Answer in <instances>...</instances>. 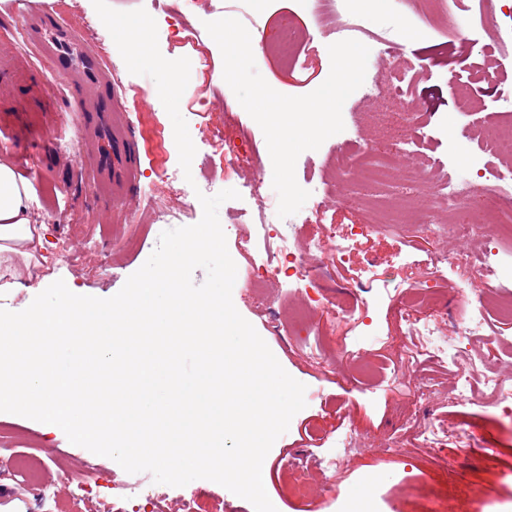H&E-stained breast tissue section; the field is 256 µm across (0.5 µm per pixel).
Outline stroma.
Returning a JSON list of instances; mask_svg holds the SVG:
<instances>
[{"label":"stroma","mask_w":512,"mask_h":512,"mask_svg":"<svg viewBox=\"0 0 512 512\" xmlns=\"http://www.w3.org/2000/svg\"><path fill=\"white\" fill-rule=\"evenodd\" d=\"M114 9H145L156 21L158 45L169 59L189 58V84L180 101L197 149L191 180L166 185L156 174L178 167V151L155 82L130 74L108 30L97 26L92 0H48L54 12L102 57L106 75L119 88L116 116L133 123L143 153L129 192L113 193L94 185L74 152L88 143L78 110L80 101L68 94L63 79L54 77L20 32L24 18L0 0V53L14 57L26 80L0 81V139L11 141L8 154L32 178L36 203L45 221L37 263L23 272L20 286L0 288V308L18 312L56 280H64L76 294L108 298L148 259L162 231L196 224L202 206L195 186L224 188V173L211 168L206 156L211 143L230 139L238 163L233 173L238 198L218 211L229 254L237 266L232 300L266 342L282 367L306 387L304 409L294 415L263 462V483L279 512H512V421L499 416L493 399L480 395L477 403L458 400L460 380L447 360L420 354V339L401 319L406 289L425 284V273L438 258H446L438 287L440 301L428 313L440 327L458 317V290L469 289L473 272L466 258L481 244L499 237L493 223L471 224L467 235L455 227L451 210L430 212L403 209L400 223L378 221L383 206L375 187L354 177H340L333 163L349 154L354 168H363L367 153L387 151L388 142L373 138L364 117L379 108L375 95L357 89L343 106L344 129L319 149L303 152L295 176L310 196L299 212L281 219L276 215L278 195L273 173H258L257 163L271 158L260 126L237 101L223 78V59L206 22L222 17L239 19L249 30L256 68L277 92L300 96L321 85L330 72V44L359 32L336 31L316 23L299 0H180L181 24L177 37L168 32L160 0H109ZM357 16L372 36L367 75L383 83L397 71L407 72L411 91L420 103L418 113L401 116L403 125L426 122L428 145L406 143L399 162L427 179L446 176L465 188L473 199L494 193L503 164L492 160L483 176L462 180L448 157V141L460 126L505 124L512 120V100L500 97L481 82L478 72L502 61L501 79L512 87V65L495 49L493 33L483 27L478 0H440L426 19L405 13L399 0H359ZM296 36L295 61H283L271 48L283 26ZM468 26L469 43L460 45L454 32ZM397 50L386 53L387 43ZM210 62L197 67L198 59ZM467 86L480 107L463 115L448 88L449 79ZM28 96L27 115L15 113L17 92ZM73 141L66 149L65 141ZM277 218L279 231L296 249L309 239H324L326 225L346 238L350 225L371 224L374 232L352 241L355 255L372 254L379 261L374 276L358 267L335 266L319 278L320 308L309 320L296 321L303 306V286L285 280L257 282L256 267L272 257L264 243L258 212ZM137 239L136 248L125 245ZM67 259H59L60 248ZM482 335L464 343L465 355L480 360L485 373L512 378V321L497 319L485 310ZM367 349L377 372L366 377L354 367L349 351ZM428 419L447 432L470 429L476 444L494 440L498 457L485 459L456 455L453 449L429 448L415 425ZM28 454L38 459L39 478L50 484L58 512H126L130 492L152 486L156 512H177L180 500L193 502L194 512H254L250 502L225 487L197 479L183 487L154 483L150 473L130 474L114 460L98 456L69 442L57 427L23 416L0 412V512H41L34 496L14 473V458ZM340 459L337 469L329 462ZM96 468V487L75 496L65 472ZM311 487L303 497L293 492L295 481Z\"/></svg>","instance_id":"stroma-1"}]
</instances>
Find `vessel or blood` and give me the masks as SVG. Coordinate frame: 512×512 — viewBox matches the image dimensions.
I'll use <instances>...</instances> for the list:
<instances>
[{"instance_id": "vessel-or-blood-1", "label": "vessel or blood", "mask_w": 512, "mask_h": 512, "mask_svg": "<svg viewBox=\"0 0 512 512\" xmlns=\"http://www.w3.org/2000/svg\"><path fill=\"white\" fill-rule=\"evenodd\" d=\"M26 18L25 41L35 44L49 68L68 77L73 95L82 97L84 126L93 136L86 168L96 183L123 191L132 183L142 161L134 131L112 123L116 92L104 77L102 57L87 41L75 37L40 0H15Z\"/></svg>"}]
</instances>
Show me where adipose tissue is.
<instances>
[{"label": "adipose tissue", "mask_w": 512, "mask_h": 512, "mask_svg": "<svg viewBox=\"0 0 512 512\" xmlns=\"http://www.w3.org/2000/svg\"><path fill=\"white\" fill-rule=\"evenodd\" d=\"M38 222L30 185L0 156V272L16 275L34 260L42 241Z\"/></svg>", "instance_id": "1"}]
</instances>
